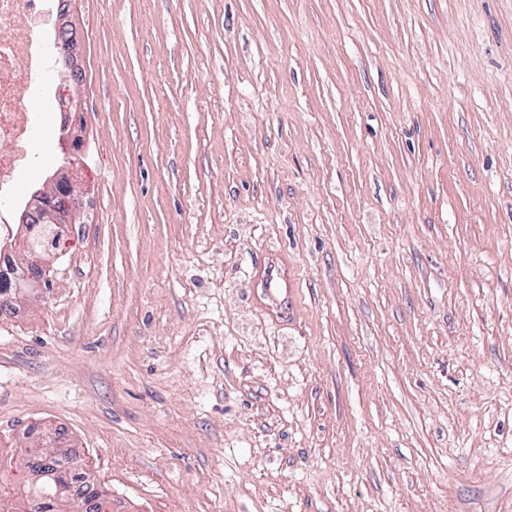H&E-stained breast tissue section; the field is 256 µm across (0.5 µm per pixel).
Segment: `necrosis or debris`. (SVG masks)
Here are the masks:
<instances>
[{
    "instance_id": "obj_1",
    "label": "necrosis or debris",
    "mask_w": 512,
    "mask_h": 512,
    "mask_svg": "<svg viewBox=\"0 0 512 512\" xmlns=\"http://www.w3.org/2000/svg\"><path fill=\"white\" fill-rule=\"evenodd\" d=\"M69 0H0V197L20 199L32 145L30 100L46 70L42 30Z\"/></svg>"
}]
</instances>
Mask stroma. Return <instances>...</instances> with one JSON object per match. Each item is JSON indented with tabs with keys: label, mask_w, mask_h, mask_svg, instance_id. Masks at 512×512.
<instances>
[{
	"label": "stroma",
	"mask_w": 512,
	"mask_h": 512,
	"mask_svg": "<svg viewBox=\"0 0 512 512\" xmlns=\"http://www.w3.org/2000/svg\"><path fill=\"white\" fill-rule=\"evenodd\" d=\"M0 319V479L63 426L112 512H512V0H72ZM69 84L84 126L49 90ZM90 145L63 151L66 136ZM285 256L298 315L256 303ZM69 36L72 38L71 43L69 37L62 40L58 34V30L56 28L54 29L53 39L57 48L53 60L57 67H63L71 77H75L80 74L82 64L76 50V35L73 33ZM68 182L61 179V177L55 176L53 178V181L55 182V188L59 185L61 187H65L66 191L68 192V200L67 202H64V204L60 206H48L47 212H48V220L50 223L58 224L60 223V216L61 214H68V213H75L77 210L76 200L78 193L80 192V187L76 180H73L72 178H68Z\"/></svg>",
	"instance_id": "1"
}]
</instances>
